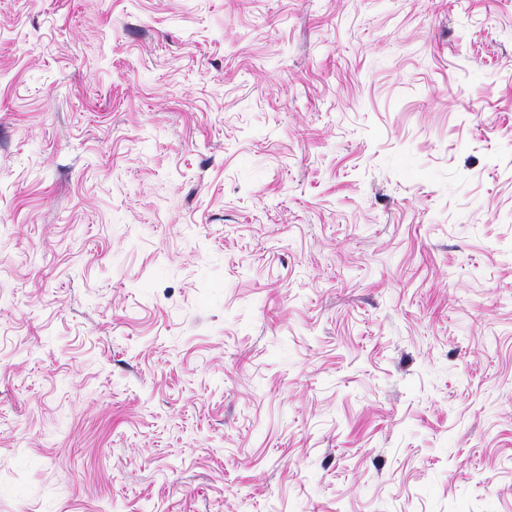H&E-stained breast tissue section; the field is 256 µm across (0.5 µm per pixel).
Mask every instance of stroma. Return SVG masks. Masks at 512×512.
<instances>
[{"label": "stroma", "instance_id": "obj_1", "mask_svg": "<svg viewBox=\"0 0 512 512\" xmlns=\"http://www.w3.org/2000/svg\"><path fill=\"white\" fill-rule=\"evenodd\" d=\"M0 512H512V0H0Z\"/></svg>", "mask_w": 512, "mask_h": 512}]
</instances>
